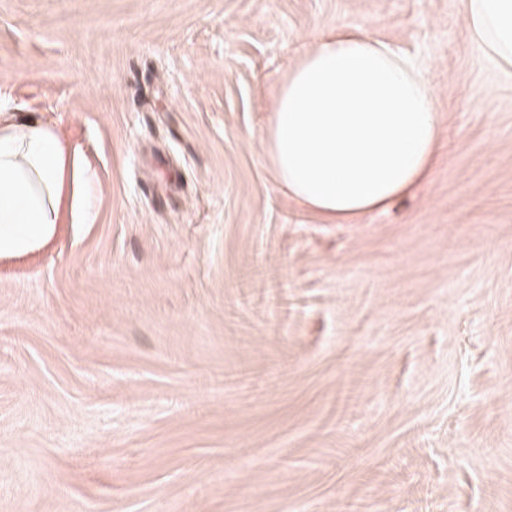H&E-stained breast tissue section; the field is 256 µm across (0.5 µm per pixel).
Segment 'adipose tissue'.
Here are the masks:
<instances>
[{
    "label": "adipose tissue",
    "mask_w": 512,
    "mask_h": 512,
    "mask_svg": "<svg viewBox=\"0 0 512 512\" xmlns=\"http://www.w3.org/2000/svg\"><path fill=\"white\" fill-rule=\"evenodd\" d=\"M468 37L512 75V0H461ZM261 142L289 196L328 224L385 210L427 180L440 120L427 72L359 29L318 34L279 78ZM93 175L50 122L0 113V259L89 221Z\"/></svg>",
    "instance_id": "ef3b65f1"
}]
</instances>
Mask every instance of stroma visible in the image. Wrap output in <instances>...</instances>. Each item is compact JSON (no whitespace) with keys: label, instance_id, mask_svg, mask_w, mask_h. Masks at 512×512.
Instances as JSON below:
<instances>
[{"label":"stroma","instance_id":"1","mask_svg":"<svg viewBox=\"0 0 512 512\" xmlns=\"http://www.w3.org/2000/svg\"><path fill=\"white\" fill-rule=\"evenodd\" d=\"M425 66L429 180L323 224L260 133L314 35ZM93 216L0 259V512H512V76L460 0H0Z\"/></svg>","mask_w":512,"mask_h":512}]
</instances>
